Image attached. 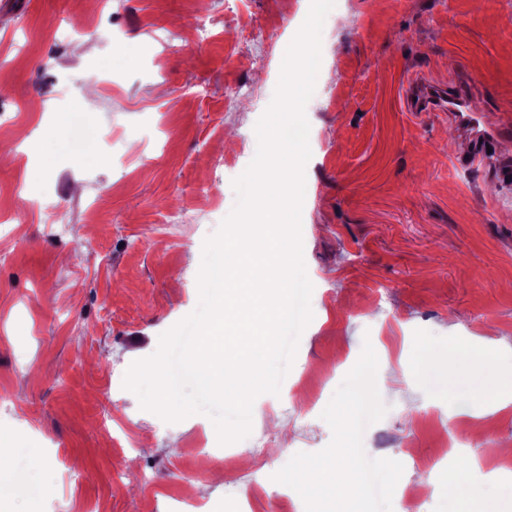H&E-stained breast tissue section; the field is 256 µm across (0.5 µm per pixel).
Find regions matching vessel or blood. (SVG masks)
Listing matches in <instances>:
<instances>
[{
    "instance_id": "obj_1",
    "label": "vessel or blood",
    "mask_w": 512,
    "mask_h": 512,
    "mask_svg": "<svg viewBox=\"0 0 512 512\" xmlns=\"http://www.w3.org/2000/svg\"><path fill=\"white\" fill-rule=\"evenodd\" d=\"M406 96L410 111L449 113L455 126L473 140L477 157H485L487 144L503 134L502 128L481 120L469 109L464 85L447 88L418 77L409 81Z\"/></svg>"
}]
</instances>
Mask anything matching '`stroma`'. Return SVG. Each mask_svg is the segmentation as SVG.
<instances>
[{
	"label": "stroma",
	"instance_id": "1",
	"mask_svg": "<svg viewBox=\"0 0 512 512\" xmlns=\"http://www.w3.org/2000/svg\"><path fill=\"white\" fill-rule=\"evenodd\" d=\"M304 0H26L0 12V433L53 476L48 493L0 492V512H172L185 488L210 512H306L274 479L287 458L332 439L322 413L334 388L309 385L364 344L399 383L363 435L371 458L412 442L438 457L445 436L475 422L473 394L512 377L441 356L455 337L512 338V133L485 158L444 112L408 111L403 83L447 85L469 71L473 111L512 130V0H335L304 112L302 255L312 319L278 393L259 395L237 469L221 467L204 413L169 422L112 376L154 355L193 313L205 242L218 225L198 184L225 195L255 157L283 51ZM81 19L112 42L60 40ZM99 77L89 112L76 104ZM74 232L50 236L42 198ZM279 414L283 438L267 423ZM109 419L111 431L100 427ZM404 466L400 484L430 481L426 512H512V493L449 489ZM153 481L143 484L142 473Z\"/></svg>",
	"mask_w": 512,
	"mask_h": 512
}]
</instances>
